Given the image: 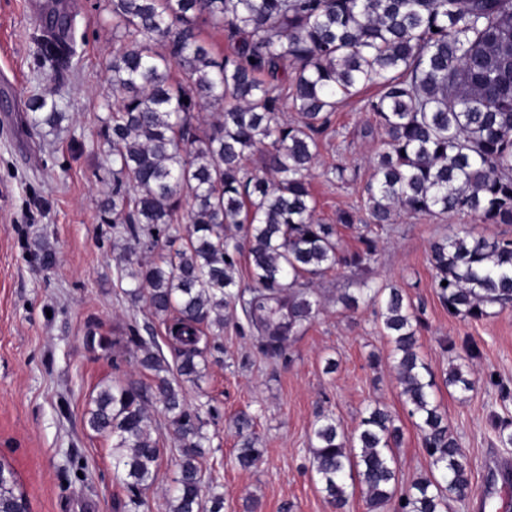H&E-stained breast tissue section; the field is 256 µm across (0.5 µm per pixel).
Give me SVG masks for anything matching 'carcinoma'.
<instances>
[{
    "label": "carcinoma",
    "mask_w": 512,
    "mask_h": 512,
    "mask_svg": "<svg viewBox=\"0 0 512 512\" xmlns=\"http://www.w3.org/2000/svg\"><path fill=\"white\" fill-rule=\"evenodd\" d=\"M112 87L120 99L106 118L112 156V232L124 240L117 279L145 301L175 345L169 364L155 337L129 327L127 342L154 384L105 385L87 425L112 438V459L141 512L156 480L161 448L147 404L162 402L181 450L166 490L167 512H223L224 495L201 467L205 427L218 412L187 403L182 387L205 376L207 355L223 353L224 311L240 309L256 348L287 359L288 341L319 311L314 279L334 269L373 273L376 235L401 214L464 213L512 224V0H110ZM224 30L217 55L200 27ZM71 46L38 43L60 78ZM366 87L383 148L363 207L371 223L344 212L314 220L308 176L320 135L340 103ZM32 125L55 128L54 100H31ZM290 108L292 121L280 119ZM259 154L254 171L249 158ZM359 247H344L339 227ZM434 288L451 315L480 320L512 307V237L465 231L430 245ZM251 284L240 288L241 266ZM447 285H442V282ZM346 310L371 305L393 345L402 404L419 431L430 470L405 486L394 448L402 432L386 408L365 407L351 431L332 413L309 436L311 470L342 512L359 493L367 512H447L471 485L472 466L435 399L439 384L465 397L476 380L466 364L442 381L418 350L420 311L400 288H360ZM237 461L262 458L254 418L234 421ZM14 472L0 465V512H27Z\"/></svg>",
    "instance_id": "cac0c4a2"
}]
</instances>
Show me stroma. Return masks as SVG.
I'll return each mask as SVG.
<instances>
[{
	"label": "stroma",
	"instance_id": "obj_1",
	"mask_svg": "<svg viewBox=\"0 0 512 512\" xmlns=\"http://www.w3.org/2000/svg\"><path fill=\"white\" fill-rule=\"evenodd\" d=\"M31 0H0V464L11 468L30 512H123L129 492L117 479L112 441L85 420L101 386L128 379L151 383L139 351L125 338L131 324L147 327L165 345L164 324L145 303L131 304L115 270L119 249L112 215L102 203L112 195V165L105 156L103 120L117 96L109 66L121 47L112 33L108 0H66L68 31L76 54L62 79L37 64L39 19ZM56 101L65 118L57 129L36 128L31 95ZM364 89L337 108L311 174L316 219L335 223L356 211L373 174L383 132L365 135L369 116ZM347 168L329 183L326 170ZM487 237H512L510 224H485L464 214L401 215L378 239L373 285L394 284L423 307L419 351L436 374L459 363L462 345L477 343L469 366L477 380L467 399L440 387L436 399L472 462L471 487L451 498L449 512H480L485 487H493L487 512H512V486L489 485L495 471L512 469V446L502 445L495 421L512 420V308L480 320L450 315L433 288L431 242L462 229ZM54 255L43 262L44 251ZM352 276L328 273L315 284L321 305L306 330L291 340L287 360L258 352L242 314L224 327V355L209 363L199 386L184 385L188 403L219 413L208 424L211 450L203 460L224 494V512H334L310 469L308 442L319 413L354 428L370 403L398 417L400 479L409 483L429 469L418 431L401 401L392 346L372 309L343 310L338 301L356 290ZM450 341L454 350H444ZM379 358L370 366L369 354ZM334 372H326L327 360ZM255 416L265 453L249 469L235 460L230 421ZM152 435L163 450L157 479L144 494L143 512H166L164 493L178 470L180 452L163 406L149 408Z\"/></svg>",
	"mask_w": 512,
	"mask_h": 512
}]
</instances>
